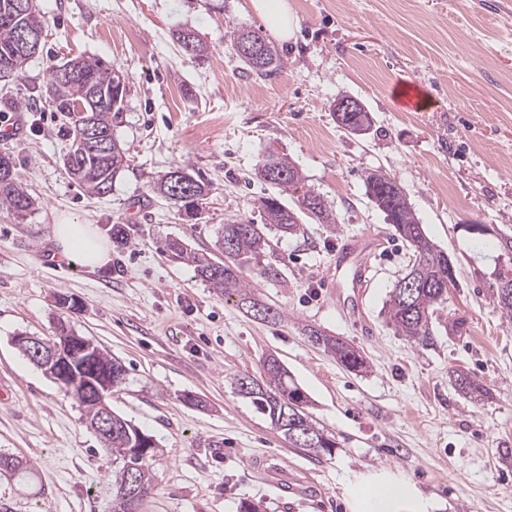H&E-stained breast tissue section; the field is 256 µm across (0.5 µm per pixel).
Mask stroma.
Masks as SVG:
<instances>
[{
  "instance_id": "stroma-1",
  "label": "stroma",
  "mask_w": 512,
  "mask_h": 512,
  "mask_svg": "<svg viewBox=\"0 0 512 512\" xmlns=\"http://www.w3.org/2000/svg\"><path fill=\"white\" fill-rule=\"evenodd\" d=\"M289 40L268 32L249 0H38L40 52L22 75L0 81V136L35 204L24 219L0 208V453L35 473L0 476L11 512H110L112 457L64 389L12 343L24 332L54 338L58 320L89 337L127 370L114 412L152 435L163 454L139 512H363L360 491L401 480L413 492L401 512H512V317L493 295L512 271V0H288ZM191 28L208 45L186 56L172 36ZM249 29L287 59L277 75H249L233 45ZM95 57L128 76L114 133L130 165L111 194L89 195L65 173L69 138L47 99L51 67ZM407 82L431 98L404 110ZM358 99L373 123L339 126L337 96ZM287 155L305 188L333 204V221L303 218L296 234H271L266 257L245 273L278 320L254 319L164 250L171 239L213 249L221 225L259 220L260 204L294 194L259 180L268 152ZM186 167L211 193L188 218L154 184ZM380 171L404 189L428 237L455 266L456 283L422 346L385 322L382 308L412 256L366 195ZM70 217L129 240L91 270L67 261L52 226ZM380 237L363 323L336 305L334 258L347 239ZM278 271L270 278L265 264ZM459 331H450V324ZM314 327L365 357L356 373L306 335ZM275 356L310 397L331 454L295 447L249 402L234 379L265 377ZM490 395L465 397L457 372ZM192 394L202 401L184 402ZM282 456L291 476L317 482L315 497L284 494L250 468Z\"/></svg>"
}]
</instances>
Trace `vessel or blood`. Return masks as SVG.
Masks as SVG:
<instances>
[{"mask_svg": "<svg viewBox=\"0 0 512 512\" xmlns=\"http://www.w3.org/2000/svg\"><path fill=\"white\" fill-rule=\"evenodd\" d=\"M380 245V238L357 237L347 243L336 257V288L344 293L339 303L352 316H359L361 312L362 298L370 284L368 257ZM258 470L263 482L286 493L294 492L295 487L288 479L284 459L263 457L258 461Z\"/></svg>", "mask_w": 512, "mask_h": 512, "instance_id": "b4317fda", "label": "vessel or blood"}]
</instances>
